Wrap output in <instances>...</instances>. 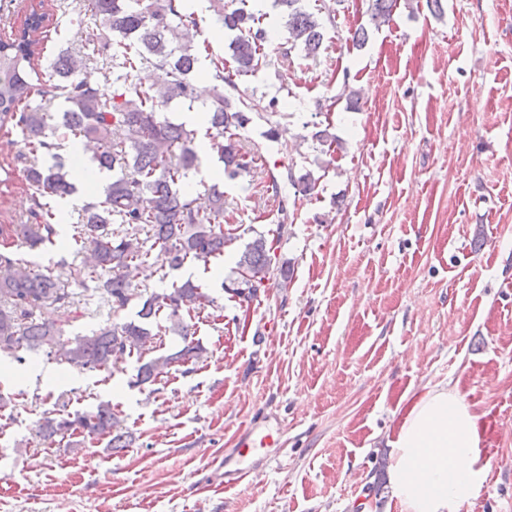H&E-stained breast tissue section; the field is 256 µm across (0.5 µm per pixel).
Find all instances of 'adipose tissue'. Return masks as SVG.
I'll list each match as a JSON object with an SVG mask.
<instances>
[{"label": "adipose tissue", "instance_id": "1", "mask_svg": "<svg viewBox=\"0 0 512 512\" xmlns=\"http://www.w3.org/2000/svg\"><path fill=\"white\" fill-rule=\"evenodd\" d=\"M390 455L392 494L408 512H458L486 468L478 416L452 383L408 402Z\"/></svg>", "mask_w": 512, "mask_h": 512}]
</instances>
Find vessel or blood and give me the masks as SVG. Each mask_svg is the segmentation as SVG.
Here are the masks:
<instances>
[{"mask_svg": "<svg viewBox=\"0 0 512 512\" xmlns=\"http://www.w3.org/2000/svg\"><path fill=\"white\" fill-rule=\"evenodd\" d=\"M281 428L280 416L267 412L239 432L234 448L224 457L225 487L246 484L248 479L258 477L271 467L274 458L269 449L273 447L274 436Z\"/></svg>", "mask_w": 512, "mask_h": 512, "instance_id": "1", "label": "vessel or blood"}]
</instances>
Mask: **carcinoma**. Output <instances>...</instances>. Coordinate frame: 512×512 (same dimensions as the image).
<instances>
[{
    "mask_svg": "<svg viewBox=\"0 0 512 512\" xmlns=\"http://www.w3.org/2000/svg\"><path fill=\"white\" fill-rule=\"evenodd\" d=\"M209 2L216 22L235 33L227 59L209 52L208 42L196 48L186 37L185 29L199 22L189 0H89L90 17L104 32L86 36L83 57L62 51L43 69L38 61L50 27L58 24L60 4L33 0L20 34L0 40V128L19 131L33 157L26 169L32 223L0 225V236L31 250L56 245V225L62 222L58 205L77 191L58 150L70 135L97 145L93 161L112 172V182L101 200L82 207L79 238L91 246L92 263L69 267V279L84 288L95 284L114 312L134 301L138 307L130 321L109 320L89 334L66 336L63 329L38 321L35 312L45 303L71 306L68 283L50 269L20 265L6 249L0 252V354L21 363L25 353L42 350L60 364L97 372L155 349L156 328L180 337L181 348L139 362L137 386L153 385L165 369L195 363L206 354L194 340L195 324L187 320L214 303L200 285L188 279L149 294L132 285L139 272L166 279L153 261L156 249L173 271L189 259L208 263L223 257L232 241L224 233V191L211 186L201 205L182 188L201 163L198 130L171 121L161 109L175 100H198L194 76L200 55L206 54L215 84L205 104V136L228 177L250 175L254 160L238 131L252 123L253 108L236 78L266 64L270 12H277L289 49H299L306 58L317 56L325 39L321 9L308 0H271L268 10ZM395 5L396 0H369L374 28L389 21ZM145 67L158 72L148 88L135 81V73ZM57 98L67 108L61 122L52 125L47 105ZM287 181L307 197L319 178L310 170L297 175L290 167ZM271 252L273 242L262 233L245 244L233 276L222 282L229 298L249 303L273 285L287 287L290 270L282 268L274 278ZM76 434L107 437L113 449L131 443L108 402L84 413H71L63 404L44 413L35 429L39 443L58 448L73 447Z\"/></svg>",
    "mask_w": 512,
    "mask_h": 512,
    "instance_id": "obj_1",
    "label": "carcinoma"
}]
</instances>
